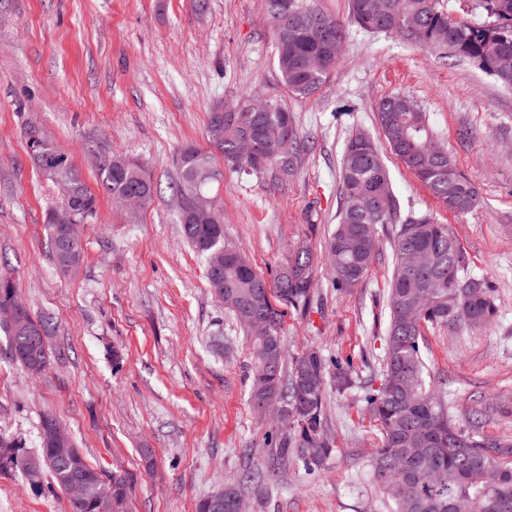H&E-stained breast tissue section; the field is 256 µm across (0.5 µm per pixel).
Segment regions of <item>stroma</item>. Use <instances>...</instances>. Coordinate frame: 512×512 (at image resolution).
Returning a JSON list of instances; mask_svg holds the SVG:
<instances>
[{
  "label": "stroma",
  "mask_w": 512,
  "mask_h": 512,
  "mask_svg": "<svg viewBox=\"0 0 512 512\" xmlns=\"http://www.w3.org/2000/svg\"><path fill=\"white\" fill-rule=\"evenodd\" d=\"M323 4L344 21L346 44L322 88L300 98L280 80L264 0H0V270L32 316L56 322L42 377L0 359V433L36 448L42 414H54L93 466L127 477L131 512H195L204 494L265 469L272 424L250 406L252 345L209 288L172 195L178 150L204 145L210 106L254 91L286 106L314 142L287 188L228 169L217 192L225 238L268 279L297 240L324 256L345 143L357 130L378 136L374 103L401 93L427 113L479 204L448 212L388 153L392 188L402 214L447 225L468 271L492 285L499 314L480 330L424 329L426 379L459 427L478 418L486 438L512 439V89L448 52L364 32L348 0ZM32 127L71 155L98 195L75 275L50 257L44 219L59 196L28 155ZM96 143L148 171L154 194L139 223L102 193L85 151ZM391 235L382 231L355 287L335 288L318 264L310 301L286 311L289 355L349 358L357 376L327 394L334 454L325 470L267 474L264 489L243 491L248 512H390L369 466L381 428L362 398L380 378ZM0 512L72 507L67 494L33 492L12 470L0 472Z\"/></svg>",
  "instance_id": "1"
}]
</instances>
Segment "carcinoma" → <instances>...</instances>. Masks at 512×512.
<instances>
[{"instance_id":"1","label":"carcinoma","mask_w":512,"mask_h":512,"mask_svg":"<svg viewBox=\"0 0 512 512\" xmlns=\"http://www.w3.org/2000/svg\"><path fill=\"white\" fill-rule=\"evenodd\" d=\"M491 21L472 25L448 18L439 0H349L351 19L364 31L394 35L407 43L431 51L449 50L478 66L495 81L512 87V0H483ZM266 15L275 46L277 69L288 91L302 98L315 94L336 67L329 55V42L346 37L341 22L330 32L318 35L307 26L287 25L283 32L275 23L283 9L298 10L316 18L330 12L321 0H265ZM321 57V68L306 63ZM257 115L263 130L265 161L257 164L239 152L242 129L231 113L216 119L220 105L208 113L205 136L208 148L195 144L178 152L179 217H184L196 194L212 195L224 180V167L262 176L268 172L288 181L297 168L308 141L298 135L294 117L280 102ZM379 131L389 150L426 187L439 204L453 213L473 210L478 193L458 167L448 148L436 143L426 113L409 108L406 95H387L375 104ZM284 128L288 142L272 136ZM29 157L42 170L43 156L51 148L35 146L39 131L26 133ZM97 176L102 189L116 204L137 195L141 206L152 200V183L145 168L126 154L99 147ZM338 224L326 248V263L333 285L351 288L368 274L379 251L380 230L395 225L392 241L394 263L388 283L386 307L389 321L385 336L381 383L369 388L363 401L378 421L383 435L372 460V476L395 512H448L455 500H473L486 512H512V442H489L476 430L465 431L450 419L444 397L427 388L426 365L420 338L422 327L480 328L498 315L494 290L484 279L465 272L460 246L445 224L426 216H402L390 176L374 139L361 131L352 133L340 165ZM58 180L70 189L69 204L77 224H88L97 213V196L88 188L82 172L71 158ZM50 254L57 267L77 271L85 257L81 236L66 238L65 225L46 215ZM185 240L202 255L224 250V271L205 278L218 300L246 331L256 314L270 317L269 332L254 342V367L249 399L265 400L285 411L267 436L268 469L302 465L308 472L321 471L334 448L323 422L324 403L330 383L341 389L351 383L353 362L327 360L320 351L309 349L286 358L281 325L286 308L305 304L311 296L315 265L312 246L298 242L281 263L272 280L260 274L246 257L224 239V223L205 214L194 224H182ZM417 253L418 270L407 271L404 258ZM22 303L15 281L0 272V305ZM26 325L0 323L4 347L0 353L20 365L29 375L43 374L49 364V338L55 323L49 316L33 318L21 307ZM40 328L44 340L34 349L31 329ZM55 416L41 418L38 445L33 452L12 437L0 436V470H20L37 493L68 491L72 475L87 481L82 497L72 500L73 512H129L126 478L92 466L73 439L55 444L48 429ZM38 463V476L23 466V460Z\"/></svg>"}]
</instances>
